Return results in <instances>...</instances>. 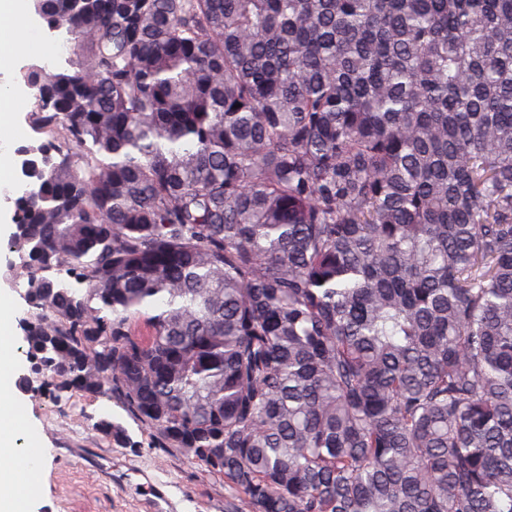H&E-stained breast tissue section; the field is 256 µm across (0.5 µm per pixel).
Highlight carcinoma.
<instances>
[{
	"label": "carcinoma",
	"instance_id": "1",
	"mask_svg": "<svg viewBox=\"0 0 512 512\" xmlns=\"http://www.w3.org/2000/svg\"><path fill=\"white\" fill-rule=\"evenodd\" d=\"M31 10L19 385L252 512H512V0Z\"/></svg>",
	"mask_w": 512,
	"mask_h": 512
}]
</instances>
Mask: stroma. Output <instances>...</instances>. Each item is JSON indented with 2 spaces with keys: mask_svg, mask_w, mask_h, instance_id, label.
Returning <instances> with one entry per match:
<instances>
[{
  "mask_svg": "<svg viewBox=\"0 0 512 512\" xmlns=\"http://www.w3.org/2000/svg\"><path fill=\"white\" fill-rule=\"evenodd\" d=\"M13 25L19 39L17 66L7 75L12 84H19L22 66L65 64V35L49 36L32 15ZM16 396L45 447L33 484L35 512H252L223 477L177 449L156 447L148 429L108 393H67L57 401L22 390ZM102 420L126 429L127 447H113L95 430Z\"/></svg>",
  "mask_w": 512,
  "mask_h": 512,
  "instance_id": "35a3bbf8",
  "label": "stroma"
}]
</instances>
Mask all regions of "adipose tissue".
<instances>
[{
    "label": "adipose tissue",
    "instance_id": "1",
    "mask_svg": "<svg viewBox=\"0 0 512 512\" xmlns=\"http://www.w3.org/2000/svg\"><path fill=\"white\" fill-rule=\"evenodd\" d=\"M18 357L15 345L0 346V512H33L27 485L40 466L37 440L13 400Z\"/></svg>",
    "mask_w": 512,
    "mask_h": 512
}]
</instances>
